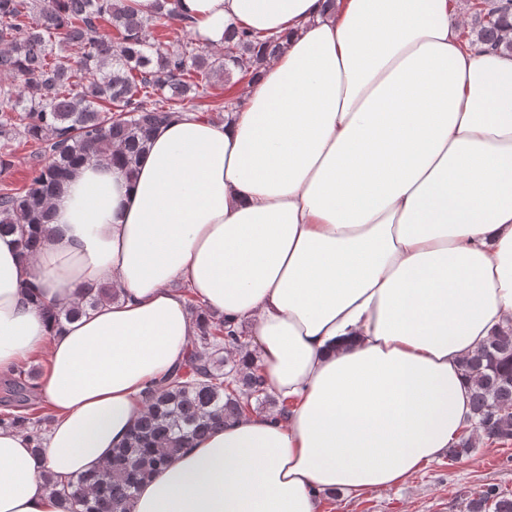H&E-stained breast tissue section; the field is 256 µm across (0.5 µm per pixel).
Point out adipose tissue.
<instances>
[{"label": "adipose tissue", "mask_w": 512, "mask_h": 512, "mask_svg": "<svg viewBox=\"0 0 512 512\" xmlns=\"http://www.w3.org/2000/svg\"><path fill=\"white\" fill-rule=\"evenodd\" d=\"M204 45L278 37L224 121L162 126L136 171L88 162L37 260L0 237V373L46 357L43 451L0 428V512H62L185 359L183 295L288 398L193 440L131 512H318L404 483L468 425L463 360L512 325V55L462 47L454 0H179ZM120 291L49 327L86 285Z\"/></svg>", "instance_id": "adipose-tissue-1"}]
</instances>
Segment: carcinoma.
Instances as JSON below:
<instances>
[{
    "label": "carcinoma",
    "instance_id": "obj_1",
    "mask_svg": "<svg viewBox=\"0 0 512 512\" xmlns=\"http://www.w3.org/2000/svg\"><path fill=\"white\" fill-rule=\"evenodd\" d=\"M178 0H157L145 17L125 0H0V147L23 135L40 145L48 162L35 165L22 192H0V235L18 237L32 259L44 239L51 200L65 191L77 164L117 159L134 172L155 131L207 94L210 79L233 70L255 75L279 49L277 39L241 28L224 36V53L212 54L193 42L147 40L146 28L174 18ZM109 22L119 35L100 34ZM464 44L512 52V0H477ZM103 282L85 289L65 307L46 310L55 326L117 299ZM197 312V332L184 362L162 388L143 393L145 416L128 442L94 473L54 482L63 512H131L139 485L167 466L181 448L213 428L249 411L251 400L281 405L258 369L241 355L245 337ZM473 382L472 427L492 441H512V327L490 337L465 361ZM29 417L4 415L0 427L27 437L34 452L42 436ZM466 512H512V495L489 485L465 504Z\"/></svg>",
    "mask_w": 512,
    "mask_h": 512
}]
</instances>
